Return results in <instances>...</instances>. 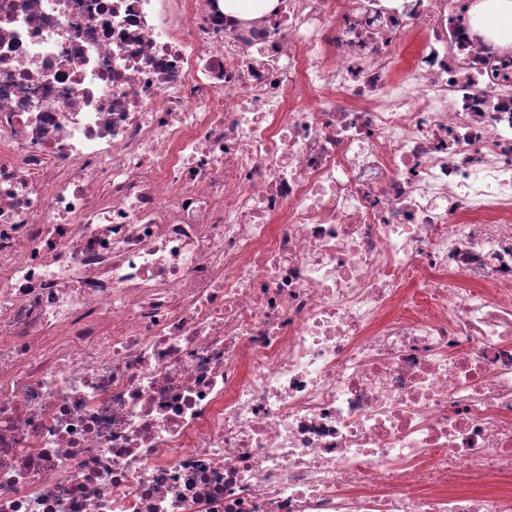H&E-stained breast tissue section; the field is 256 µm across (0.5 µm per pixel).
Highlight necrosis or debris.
Here are the masks:
<instances>
[{
	"mask_svg": "<svg viewBox=\"0 0 512 512\" xmlns=\"http://www.w3.org/2000/svg\"><path fill=\"white\" fill-rule=\"evenodd\" d=\"M479 2L0 0V512H512ZM274 2L275 0H224V13L232 17L258 16L268 11Z\"/></svg>",
	"mask_w": 512,
	"mask_h": 512,
	"instance_id": "obj_1",
	"label": "necrosis or debris"
}]
</instances>
